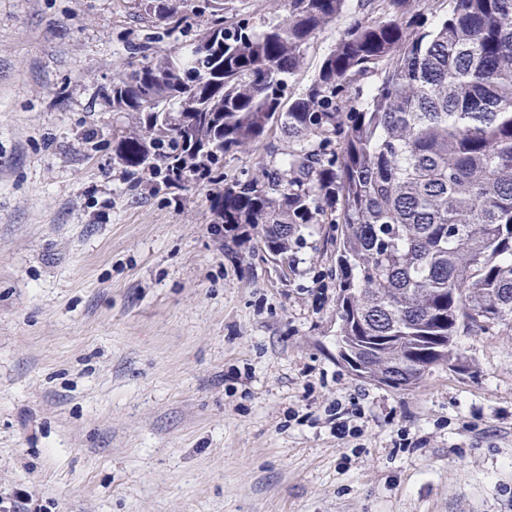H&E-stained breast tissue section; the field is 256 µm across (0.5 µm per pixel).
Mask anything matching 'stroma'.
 Returning a JSON list of instances; mask_svg holds the SVG:
<instances>
[{"mask_svg":"<svg viewBox=\"0 0 512 512\" xmlns=\"http://www.w3.org/2000/svg\"><path fill=\"white\" fill-rule=\"evenodd\" d=\"M367 0L311 40L305 91ZM282 23L288 0H224ZM159 33L142 0H0V499L34 512H512V329L457 338L473 364L396 390L336 351V255L302 229L280 261L217 232L209 189L126 177L104 88ZM274 130L224 157L279 164ZM356 398L337 437L328 410Z\"/></svg>","mask_w":512,"mask_h":512,"instance_id":"35a3bbf8","label":"stroma"}]
</instances>
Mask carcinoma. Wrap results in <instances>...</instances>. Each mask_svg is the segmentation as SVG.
Instances as JSON below:
<instances>
[{
	"label": "carcinoma",
	"mask_w": 512,
	"mask_h": 512,
	"mask_svg": "<svg viewBox=\"0 0 512 512\" xmlns=\"http://www.w3.org/2000/svg\"><path fill=\"white\" fill-rule=\"evenodd\" d=\"M425 2L378 0L290 102L288 80L345 0H288V18L260 32L227 23L224 0L188 12L145 0L165 32L197 14L203 29L162 55L140 48L103 91L140 128L115 159L157 191L218 182L224 155L275 128L298 139L283 166L213 192L214 223L259 227L285 257L301 228L338 215V346L397 390L432 366L471 368L461 333L512 328V0H452L430 24ZM371 73V100L338 111Z\"/></svg>",
	"instance_id": "1"
}]
</instances>
